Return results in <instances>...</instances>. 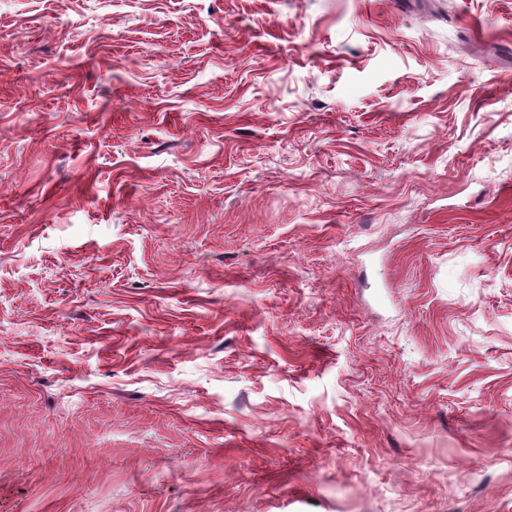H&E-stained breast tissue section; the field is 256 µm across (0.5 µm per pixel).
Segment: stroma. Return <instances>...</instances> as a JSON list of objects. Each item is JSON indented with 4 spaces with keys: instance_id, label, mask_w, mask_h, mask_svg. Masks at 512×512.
Wrapping results in <instances>:
<instances>
[{
    "instance_id": "1",
    "label": "stroma",
    "mask_w": 512,
    "mask_h": 512,
    "mask_svg": "<svg viewBox=\"0 0 512 512\" xmlns=\"http://www.w3.org/2000/svg\"><path fill=\"white\" fill-rule=\"evenodd\" d=\"M512 512V0H0V512Z\"/></svg>"
}]
</instances>
